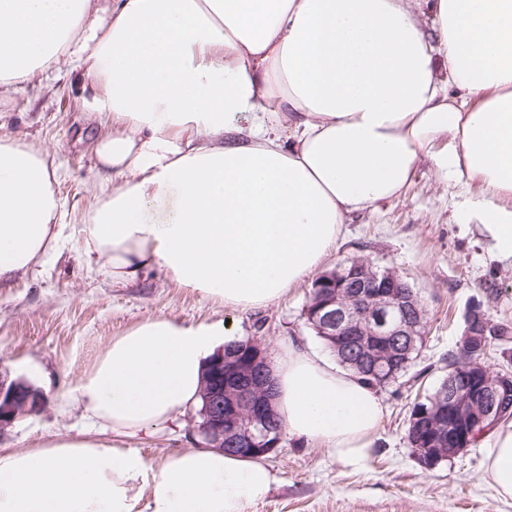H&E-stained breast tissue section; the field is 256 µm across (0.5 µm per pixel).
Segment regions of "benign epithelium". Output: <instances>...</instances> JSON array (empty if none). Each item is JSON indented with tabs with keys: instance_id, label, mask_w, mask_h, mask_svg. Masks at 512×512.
I'll return each instance as SVG.
<instances>
[{
	"instance_id": "benign-epithelium-1",
	"label": "benign epithelium",
	"mask_w": 512,
	"mask_h": 512,
	"mask_svg": "<svg viewBox=\"0 0 512 512\" xmlns=\"http://www.w3.org/2000/svg\"><path fill=\"white\" fill-rule=\"evenodd\" d=\"M346 270L345 280L338 286L355 288L351 296L338 293L332 284L321 289V298L313 303V320L323 335L335 338L347 348L375 336L386 349L375 356L376 364L394 362L412 349L420 324L419 305H407L406 280L397 272L385 276L383 287L369 288L376 278L372 264L353 259L340 265ZM466 336H486L494 333V322L479 306L472 307L465 318ZM254 346L250 364L261 372L258 384L237 379V363L221 356L215 360L216 370L225 375L211 399L207 424L200 430L205 444L224 448L231 444L253 448L259 454H270L280 444L282 435L276 432L272 409L270 357L263 341L251 340ZM478 383L472 387L458 383L455 375L447 377L448 416L459 421L462 430L448 434V445L456 449L467 447L466 441L488 432L503 417L512 413L507 397L512 395V371L501 368L494 374L478 370L473 374ZM43 406L41 397L24 395L15 386L0 380V432L18 419L35 413Z\"/></svg>"
}]
</instances>
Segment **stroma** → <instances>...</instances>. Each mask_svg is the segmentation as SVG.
Here are the masks:
<instances>
[{"mask_svg": "<svg viewBox=\"0 0 512 512\" xmlns=\"http://www.w3.org/2000/svg\"><path fill=\"white\" fill-rule=\"evenodd\" d=\"M91 93L77 72L17 86L0 100V135L21 137L50 150L63 203L61 239L45 264L0 283V376L39 390L42 409L0 436V448L26 450L49 435L76 434L86 425L80 410L65 408L112 338L140 322L167 317L185 324L224 322L234 336L261 337L270 354L292 340L324 351L304 310L312 278L288 288L275 304L249 311L225 307L180 288L155 271L113 286L85 254L80 227L91 205L112 182L95 175L93 146L108 129L90 107ZM460 199L421 161L404 197L371 212L355 213L322 265L372 261L401 274L427 312L426 338L410 375L379 389L385 415L365 470L345 469L326 448L283 437L267 462L277 482L270 496L247 512H512L484 474L487 441H479L433 469L422 468L407 440L416 401L448 374V355L467 311L481 306L495 322L512 325V264L493 260L479 226L458 218ZM198 410L165 424L150 437L126 438L153 466L199 440Z\"/></svg>", "mask_w": 512, "mask_h": 512, "instance_id": "obj_1", "label": "stroma"}]
</instances>
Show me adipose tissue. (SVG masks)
<instances>
[{
  "label": "adipose tissue",
  "instance_id": "1",
  "mask_svg": "<svg viewBox=\"0 0 512 512\" xmlns=\"http://www.w3.org/2000/svg\"><path fill=\"white\" fill-rule=\"evenodd\" d=\"M74 63L112 122L93 154L112 189L80 235L114 285L157 270L247 311L317 270L346 219L403 197L416 166L465 199L512 259V0H0V94ZM48 150L0 136V280L57 248ZM224 323L159 317L105 347L66 397L92 428L0 448V512H246L265 459L195 446L152 468L122 438L200 401ZM288 436L367 466L384 406L295 342L272 364ZM485 474L512 500V421Z\"/></svg>",
  "mask_w": 512,
  "mask_h": 512
}]
</instances>
